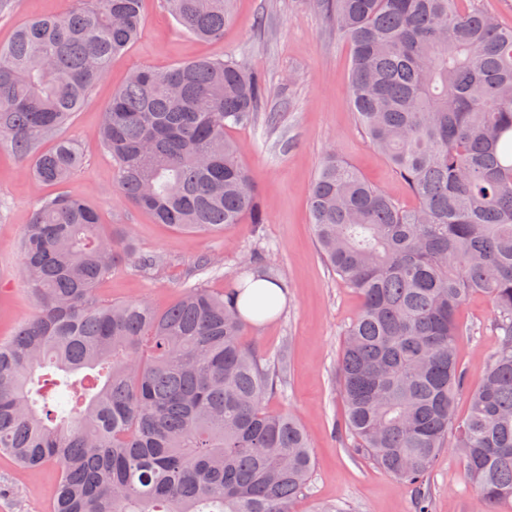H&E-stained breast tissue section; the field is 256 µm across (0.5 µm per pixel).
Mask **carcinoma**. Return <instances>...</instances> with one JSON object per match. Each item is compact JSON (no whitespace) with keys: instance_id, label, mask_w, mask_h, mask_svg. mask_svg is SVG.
Returning a JSON list of instances; mask_svg holds the SVG:
<instances>
[{"instance_id":"cac0c4a2","label":"carcinoma","mask_w":512,"mask_h":512,"mask_svg":"<svg viewBox=\"0 0 512 512\" xmlns=\"http://www.w3.org/2000/svg\"><path fill=\"white\" fill-rule=\"evenodd\" d=\"M459 0H317L351 49L356 121L415 199L401 206L328 151L309 207L327 266L362 299L336 370L345 432L412 489L417 512L440 452L463 456L479 512L512 503V27ZM225 0H163L190 35L224 37ZM143 0H75L0 46V145L35 153L45 185L82 164L59 130L140 34ZM262 74L234 59L135 70L112 94L100 136L115 191L156 223L204 234L266 224L230 127L250 125ZM37 312L0 338V456L36 473L52 463L50 512H292L313 469L310 439L264 406L270 363L247 342L239 301L200 284L163 310L100 298L137 253L101 231L78 193L43 198L20 242ZM246 274L278 285L254 259ZM484 294L501 332L456 415L464 374L458 313Z\"/></svg>"}]
</instances>
